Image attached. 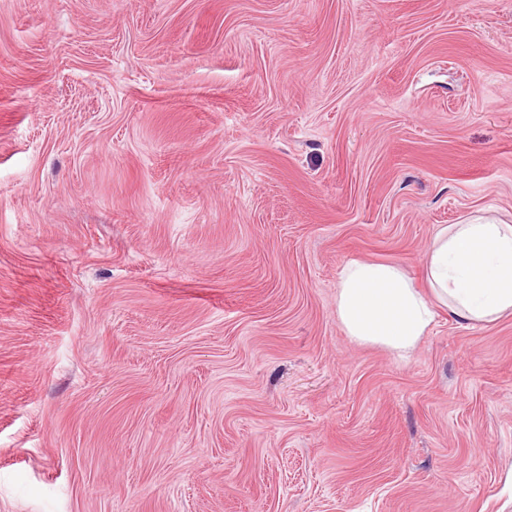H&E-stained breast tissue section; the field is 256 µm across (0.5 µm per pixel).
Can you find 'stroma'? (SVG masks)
<instances>
[{"mask_svg":"<svg viewBox=\"0 0 512 512\" xmlns=\"http://www.w3.org/2000/svg\"><path fill=\"white\" fill-rule=\"evenodd\" d=\"M474 217L512 0H0V512H512V315L336 319Z\"/></svg>","mask_w":512,"mask_h":512,"instance_id":"stroma-1","label":"stroma"}]
</instances>
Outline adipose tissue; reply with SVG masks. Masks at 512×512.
Wrapping results in <instances>:
<instances>
[{"label": "adipose tissue", "mask_w": 512, "mask_h": 512, "mask_svg": "<svg viewBox=\"0 0 512 512\" xmlns=\"http://www.w3.org/2000/svg\"><path fill=\"white\" fill-rule=\"evenodd\" d=\"M427 291L397 263L352 260L339 272L336 318L361 345L408 357L437 309L468 324L512 312V224L477 218L440 226L425 260Z\"/></svg>", "instance_id": "1"}]
</instances>
